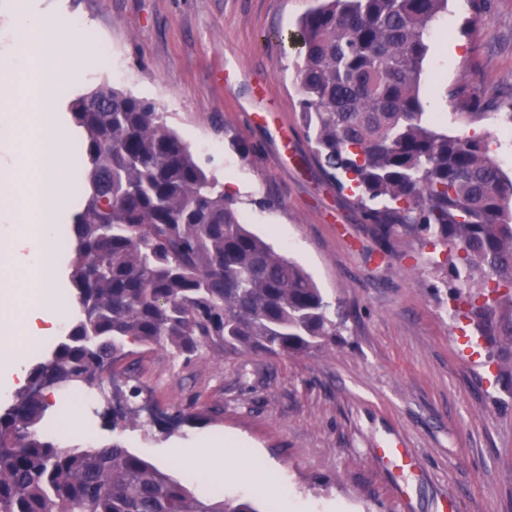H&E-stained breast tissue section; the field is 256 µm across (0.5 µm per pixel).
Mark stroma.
I'll list each match as a JSON object with an SVG mask.
<instances>
[{"instance_id":"obj_1","label":"stroma","mask_w":512,"mask_h":512,"mask_svg":"<svg viewBox=\"0 0 512 512\" xmlns=\"http://www.w3.org/2000/svg\"><path fill=\"white\" fill-rule=\"evenodd\" d=\"M317 0H0L2 79L16 70L15 11L78 17L77 33L52 40L44 74L60 108L107 82L153 101L197 163L230 191L242 220L299 263L346 324L322 350L288 356L201 352L183 361L132 348L115 367L108 398L127 386L148 396L117 426L100 401L81 406L91 443L123 441L132 452L175 448L199 435L223 439L219 488L254 499L259 512H512V384L492 379L488 345L475 333L467 297L452 298L441 270L447 248L403 236L385 244L326 176L301 120L295 34ZM421 90L448 131L481 134L512 168V0H448L430 41ZM98 56L95 69L82 65ZM461 112H487L468 124ZM454 317H447L448 305ZM194 413V423L177 414ZM403 442L416 469L390 474L375 455ZM286 477L284 492L254 494L246 453Z\"/></svg>"}]
</instances>
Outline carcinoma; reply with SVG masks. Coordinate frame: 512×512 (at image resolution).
I'll return each mask as SVG.
<instances>
[{"label":"carcinoma","instance_id":"1","mask_svg":"<svg viewBox=\"0 0 512 512\" xmlns=\"http://www.w3.org/2000/svg\"><path fill=\"white\" fill-rule=\"evenodd\" d=\"M448 0H323L299 22L301 118L326 174L388 243L449 247L447 287L483 297L469 318L512 338V171L483 138L448 133L420 81ZM87 191L72 216L78 314L0 410V512H258L201 497L115 441L64 448L40 431L50 391L81 393L127 345L190 360L324 348L345 319L295 261L243 224L156 105L103 84L69 103Z\"/></svg>","mask_w":512,"mask_h":512}]
</instances>
